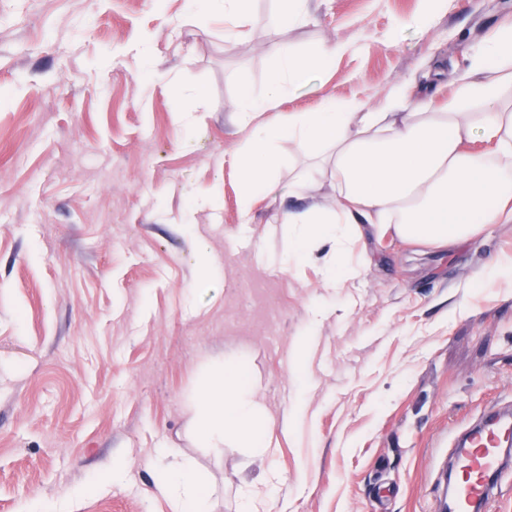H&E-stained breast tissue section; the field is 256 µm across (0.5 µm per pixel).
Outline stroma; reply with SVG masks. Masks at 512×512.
Instances as JSON below:
<instances>
[{"instance_id":"35a3bbf8","label":"stroma","mask_w":512,"mask_h":512,"mask_svg":"<svg viewBox=\"0 0 512 512\" xmlns=\"http://www.w3.org/2000/svg\"><path fill=\"white\" fill-rule=\"evenodd\" d=\"M277 7L255 0L228 44L200 0H0V512H172L163 447L206 476L215 512L246 485L260 512H440L450 436L512 403V275L481 273L512 264V223L426 253L361 225L367 270L337 289L319 261L278 265L286 182L242 227L230 164L231 104L264 94L274 45L347 44L283 106L309 112L464 66L512 0H448L424 28L406 23L421 0H320L268 27ZM214 188L218 209L183 223ZM222 364L255 380L273 455L198 446L196 389ZM117 457L124 484L101 483Z\"/></svg>"}]
</instances>
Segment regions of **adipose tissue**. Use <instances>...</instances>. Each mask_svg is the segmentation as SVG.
<instances>
[{
	"mask_svg": "<svg viewBox=\"0 0 512 512\" xmlns=\"http://www.w3.org/2000/svg\"><path fill=\"white\" fill-rule=\"evenodd\" d=\"M345 46L317 44L299 53L273 48L277 59L262 97L241 93L236 125L242 139L232 157L239 173V213L256 220V204L287 178L293 207L281 211L294 254L326 248L331 285L345 287L362 265L346 257L357 227L372 225L432 250L512 223V23L474 42L464 68L436 101L411 78L378 101L325 94L311 112H286L290 88L328 69ZM484 149H473L474 139ZM293 150L281 155L278 145ZM268 415L253 380L234 364L206 372L197 389L194 426L200 447L239 442L266 453ZM160 491L175 512H212L211 492L195 466L162 448Z\"/></svg>",
	"mask_w": 512,
	"mask_h": 512,
	"instance_id": "1",
	"label": "adipose tissue"
}]
</instances>
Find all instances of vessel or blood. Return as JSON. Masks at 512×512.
Instances as JSON below:
<instances>
[{"instance_id":"vessel-or-blood-1","label":"vessel or blood","mask_w":512,"mask_h":512,"mask_svg":"<svg viewBox=\"0 0 512 512\" xmlns=\"http://www.w3.org/2000/svg\"><path fill=\"white\" fill-rule=\"evenodd\" d=\"M452 446L444 512H485L512 478V411L485 410Z\"/></svg>"}]
</instances>
